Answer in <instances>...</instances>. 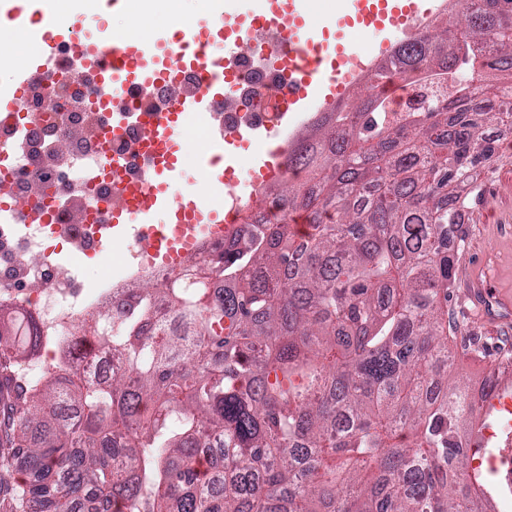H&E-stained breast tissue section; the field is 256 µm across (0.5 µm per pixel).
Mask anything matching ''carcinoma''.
<instances>
[{
	"mask_svg": "<svg viewBox=\"0 0 512 512\" xmlns=\"http://www.w3.org/2000/svg\"><path fill=\"white\" fill-rule=\"evenodd\" d=\"M494 71L512 72V0L395 47L373 82L435 86L433 107L392 119L378 91L336 107L289 154L307 177L284 182L279 216L132 289L121 335L106 307L82 316L76 335L119 349L111 378L64 364L18 385L43 349L28 319L0 345V512H491L470 444L499 376L481 399L448 384V234L495 155L487 128L512 124ZM155 292L171 318L153 319Z\"/></svg>",
	"mask_w": 512,
	"mask_h": 512,
	"instance_id": "obj_1",
	"label": "carcinoma"
}]
</instances>
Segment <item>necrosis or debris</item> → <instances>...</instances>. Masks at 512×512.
<instances>
[{
    "instance_id": "necrosis-or-debris-1",
    "label": "necrosis or debris",
    "mask_w": 512,
    "mask_h": 512,
    "mask_svg": "<svg viewBox=\"0 0 512 512\" xmlns=\"http://www.w3.org/2000/svg\"><path fill=\"white\" fill-rule=\"evenodd\" d=\"M275 42L272 32L253 31L251 51L232 58L233 91L212 101L207 112L212 128L276 126L287 98ZM55 53V72L35 75L15 110L0 113V194L53 214L51 223L39 224L0 208V306L32 314L45 342L38 359L17 367L25 386L40 384L64 358L65 340L81 315L103 302L122 314L130 304L131 283L143 277L164 282L175 275V268L143 254L133 237L120 242V262L93 279L80 275L69 258H92L118 243L112 216L116 186L105 162L123 159L127 175L142 174L151 164L139 146L145 114L167 110L201 84L198 71L188 68L130 95L123 111L116 112L105 102L94 69L75 67L68 44L57 45ZM77 81L85 89L81 109L71 101ZM116 122L124 131L118 138L110 132Z\"/></svg>"
}]
</instances>
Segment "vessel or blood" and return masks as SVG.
I'll return each instance as SVG.
<instances>
[{
  "label": "vessel or blood",
  "mask_w": 512,
  "mask_h": 512,
  "mask_svg": "<svg viewBox=\"0 0 512 512\" xmlns=\"http://www.w3.org/2000/svg\"><path fill=\"white\" fill-rule=\"evenodd\" d=\"M425 0H351L340 26L382 32L388 29L409 30L429 11ZM32 23L48 48H55L61 35L50 15L33 13ZM257 23L278 34L277 54L288 76V103L291 111H303L308 103L334 105L357 86L349 70L359 64L360 46L341 40L328 32H313L303 10L288 6L286 11L273 10L258 16ZM224 43V19L216 17L203 35H192L182 53L172 54L166 39L154 35L134 42L122 32L97 38L89 36L71 42L74 55L94 65L102 73L103 84L113 98H123L132 82L141 86L168 80L182 68H196L203 75L199 90L188 98L175 101L164 113L146 116L142 128V150L154 160V180L145 182L122 177L123 165L113 162L112 171L119 177L116 221L142 225V248L154 258L171 264L178 262L193 247L198 225H210L213 232L224 230V216L210 209L205 197L195 192L175 197L168 194V183L184 176L179 161L178 142L183 135L186 113L199 112L208 99L231 86L232 72L224 68V56L213 53V46ZM50 65L49 56L18 63L15 83L9 92H0V112L12 111L17 99L28 87L32 74ZM201 169L216 176L222 188L234 189L248 176L249 166L242 161L224 163L215 150L199 157Z\"/></svg>",
  "instance_id": "obj_1"
}]
</instances>
